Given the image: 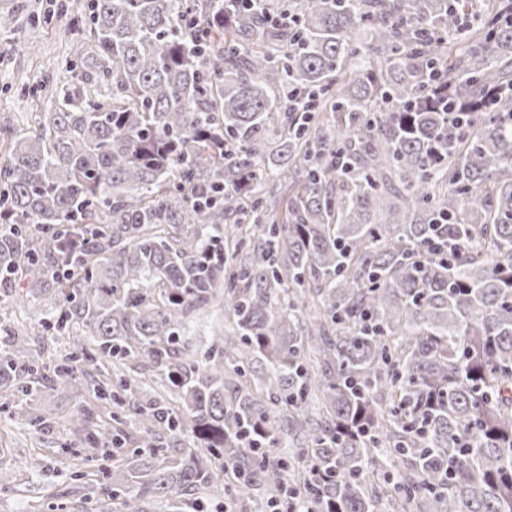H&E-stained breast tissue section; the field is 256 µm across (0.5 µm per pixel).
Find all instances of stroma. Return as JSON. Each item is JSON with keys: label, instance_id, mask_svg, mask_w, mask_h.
<instances>
[{"label": "stroma", "instance_id": "1", "mask_svg": "<svg viewBox=\"0 0 512 512\" xmlns=\"http://www.w3.org/2000/svg\"><path fill=\"white\" fill-rule=\"evenodd\" d=\"M78 0H0V14H12L13 27H0V126L32 121L46 111L50 90L64 86L69 9ZM189 341L197 353H205L224 333V307L212 305L190 319ZM12 398L9 387L0 388V512H91L96 496L78 489L70 471L61 463V446L69 440L64 422L75 404L50 386H43L37 408L52 414L54 425L46 434H29L27 426L7 419L4 407ZM40 461L41 470L30 467Z\"/></svg>", "mask_w": 512, "mask_h": 512}]
</instances>
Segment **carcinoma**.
I'll return each instance as SVG.
<instances>
[{
  "label": "carcinoma",
  "mask_w": 512,
  "mask_h": 512,
  "mask_svg": "<svg viewBox=\"0 0 512 512\" xmlns=\"http://www.w3.org/2000/svg\"><path fill=\"white\" fill-rule=\"evenodd\" d=\"M222 13L87 0L51 111L0 127V317L31 286L38 335L73 348L0 338L11 417L45 425V380L104 408L88 434L69 413L66 446L102 451L72 471L98 512L221 491L293 512H512V6ZM221 290L224 343L178 347ZM124 412L141 437L117 460Z\"/></svg>",
  "instance_id": "obj_1"
}]
</instances>
